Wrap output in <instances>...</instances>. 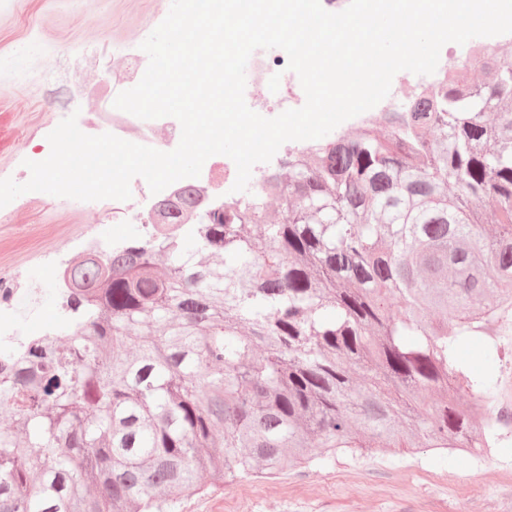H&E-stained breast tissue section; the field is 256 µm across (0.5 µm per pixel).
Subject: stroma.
<instances>
[{"label": "stroma", "instance_id": "obj_1", "mask_svg": "<svg viewBox=\"0 0 512 512\" xmlns=\"http://www.w3.org/2000/svg\"><path fill=\"white\" fill-rule=\"evenodd\" d=\"M170 5L171 0H0V147L20 159L45 160L51 147L39 119L49 109L46 98L61 52L82 43L101 47L99 60L83 62L70 75L71 84L87 90L81 111H99L98 86L112 80L116 48ZM56 201L42 194L39 206L20 209L13 223L0 224V252L22 264L36 288L16 307L23 329L58 319L54 275L40 254L69 258L89 227L108 246L142 236L138 224L115 223L108 206L82 212L70 224L53 223ZM492 344L500 354L493 365L485 358ZM456 360L474 378L494 373L500 403L512 407V319L497 325L494 335L475 336ZM170 512H512V422L482 451L397 448L318 456L273 476L205 485L177 497Z\"/></svg>", "mask_w": 512, "mask_h": 512}]
</instances>
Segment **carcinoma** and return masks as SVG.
Returning <instances> with one entry per match:
<instances>
[{"mask_svg":"<svg viewBox=\"0 0 512 512\" xmlns=\"http://www.w3.org/2000/svg\"><path fill=\"white\" fill-rule=\"evenodd\" d=\"M479 66L244 209L74 264L80 321L0 351L25 434L0 428V512H167L310 453L489 447L512 409L456 352L512 311V62Z\"/></svg>","mask_w":512,"mask_h":512,"instance_id":"cac0c4a2","label":"carcinoma"}]
</instances>
